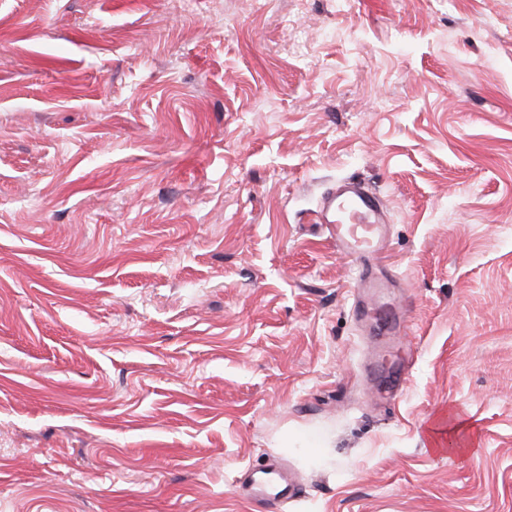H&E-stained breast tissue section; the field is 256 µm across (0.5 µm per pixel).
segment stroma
I'll list each match as a JSON object with an SVG mask.
<instances>
[{
  "label": "stroma",
  "mask_w": 512,
  "mask_h": 512,
  "mask_svg": "<svg viewBox=\"0 0 512 512\" xmlns=\"http://www.w3.org/2000/svg\"><path fill=\"white\" fill-rule=\"evenodd\" d=\"M0 512H512V0H0ZM316 222L326 224L338 253L363 267H377L387 218L381 199L361 182L337 181L323 197ZM355 290V312L356 315L362 319L368 314V311L374 312L378 316L384 315V311L378 307H369L365 301V294L371 289L370 293L372 298L378 294L377 288H394V285L388 279L383 280L380 278L372 277L371 275L362 272L354 286ZM257 485L256 493L269 496L274 503H282L291 499L299 488L288 482L286 471L282 468L264 469L253 474Z\"/></svg>",
  "instance_id": "35a3bbf8"
}]
</instances>
